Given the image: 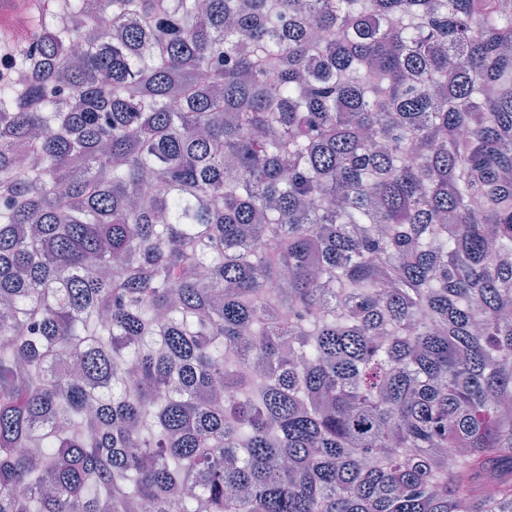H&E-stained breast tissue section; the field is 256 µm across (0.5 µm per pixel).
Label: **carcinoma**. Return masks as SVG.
I'll list each match as a JSON object with an SVG mask.
<instances>
[{"label": "carcinoma", "instance_id": "cac0c4a2", "mask_svg": "<svg viewBox=\"0 0 512 512\" xmlns=\"http://www.w3.org/2000/svg\"><path fill=\"white\" fill-rule=\"evenodd\" d=\"M28 27L0 44V512H512L503 0Z\"/></svg>", "mask_w": 512, "mask_h": 512}]
</instances>
